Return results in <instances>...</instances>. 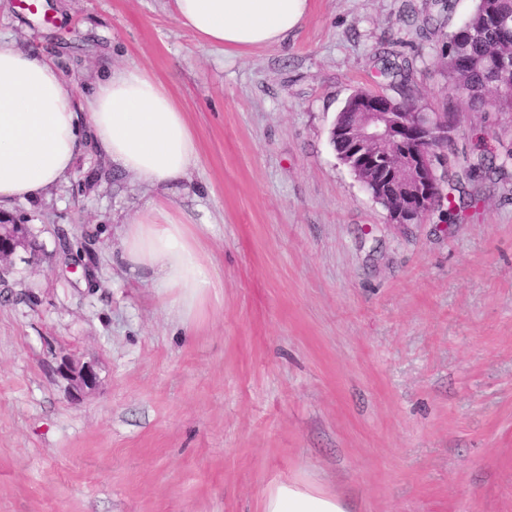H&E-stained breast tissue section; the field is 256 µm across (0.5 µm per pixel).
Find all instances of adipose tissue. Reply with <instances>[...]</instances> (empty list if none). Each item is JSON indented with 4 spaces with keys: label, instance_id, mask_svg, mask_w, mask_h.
I'll return each instance as SVG.
<instances>
[{
    "label": "adipose tissue",
    "instance_id": "ef3b65f1",
    "mask_svg": "<svg viewBox=\"0 0 512 512\" xmlns=\"http://www.w3.org/2000/svg\"><path fill=\"white\" fill-rule=\"evenodd\" d=\"M308 9L309 0H174L181 27L224 47L280 43ZM92 146L155 192L124 221L113 264L149 283L181 322L196 319L221 282L203 248L209 225L195 223L174 200L200 152L185 112L141 66L105 70L79 100L46 53L0 47V212L66 182ZM262 512H348V504L280 482Z\"/></svg>",
    "mask_w": 512,
    "mask_h": 512
}]
</instances>
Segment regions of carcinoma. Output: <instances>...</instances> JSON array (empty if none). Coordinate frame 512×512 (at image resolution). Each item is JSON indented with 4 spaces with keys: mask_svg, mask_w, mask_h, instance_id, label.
<instances>
[{
    "mask_svg": "<svg viewBox=\"0 0 512 512\" xmlns=\"http://www.w3.org/2000/svg\"><path fill=\"white\" fill-rule=\"evenodd\" d=\"M512 19V0H476L465 25L442 33L443 47L447 51L448 75L458 90L464 92L471 103H484L485 91L491 87L503 91L512 88V72L499 68L505 60H512V31L503 30L500 19ZM382 75L399 80L404 93L398 99L383 97L389 112H417L409 83L410 70L394 64H384ZM512 166V147L499 157V164L481 168L473 165L466 172L471 182L484 179L489 172L503 173ZM460 205L451 193L440 195L432 210L440 213L444 222L454 223Z\"/></svg>",
    "mask_w": 512,
    "mask_h": 512,
    "instance_id": "obj_1",
    "label": "carcinoma"
}]
</instances>
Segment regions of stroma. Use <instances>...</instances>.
<instances>
[{"label": "stroma", "mask_w": 512, "mask_h": 512, "mask_svg": "<svg viewBox=\"0 0 512 512\" xmlns=\"http://www.w3.org/2000/svg\"><path fill=\"white\" fill-rule=\"evenodd\" d=\"M432 0H310L281 43L226 50L171 0H0V46L44 48L68 89L144 67L200 158L179 194L210 221L222 286L183 324L112 263L151 197L99 150L16 202L35 249L0 267V512H261L298 481L353 512H512V175L464 171L512 142V112L452 86ZM455 112L442 183L455 223L390 221L331 130L358 89ZM93 365L73 401L56 368Z\"/></svg>", "instance_id": "1"}]
</instances>
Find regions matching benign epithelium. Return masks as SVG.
Wrapping results in <instances>:
<instances>
[{
	"label": "benign epithelium",
	"mask_w": 512,
	"mask_h": 512,
	"mask_svg": "<svg viewBox=\"0 0 512 512\" xmlns=\"http://www.w3.org/2000/svg\"><path fill=\"white\" fill-rule=\"evenodd\" d=\"M456 128L455 114L388 112L378 95L358 100L349 123L333 130V138L346 145L338 158L355 172L374 167L382 171L379 190L396 201L389 216L397 224H415L440 193L433 178L436 158L448 147ZM28 246L23 224L0 225V262ZM57 373L69 381L73 398L98 385L93 365L59 364Z\"/></svg>",
	"instance_id": "benign-epithelium-1"
}]
</instances>
